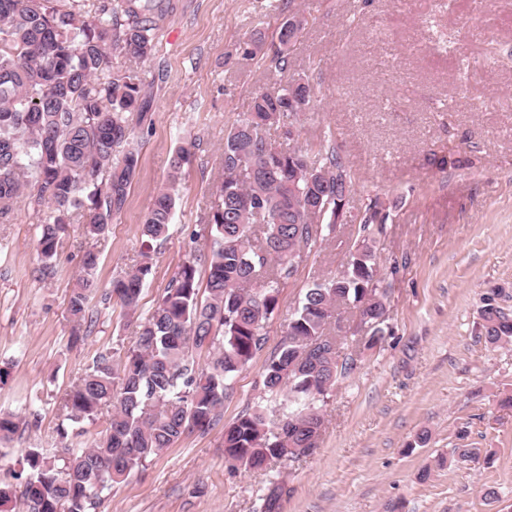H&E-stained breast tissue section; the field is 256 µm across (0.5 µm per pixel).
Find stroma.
Instances as JSON below:
<instances>
[{
	"label": "stroma",
	"instance_id": "35a3bbf8",
	"mask_svg": "<svg viewBox=\"0 0 512 512\" xmlns=\"http://www.w3.org/2000/svg\"><path fill=\"white\" fill-rule=\"evenodd\" d=\"M155 2L156 52L138 68L151 100L134 127L139 168L108 235L86 237L85 212L75 210L45 277L36 217L23 208L0 217V368L9 373L0 412L39 414L38 425L0 443L2 483L22 470L28 449L62 446L56 396L135 329L118 303L97 297L90 335L69 347L67 300L83 250L98 252L99 287L108 289L139 252V227L171 156L190 148L171 235L141 295L149 312L209 244L191 234L222 173L226 130L279 80L240 50L256 29L271 42L282 16L270 0ZM291 9L307 23L288 74L314 88L291 145L315 152L332 132L351 195L335 228L320 224L316 245L281 282L265 343L238 374L220 424L183 436L113 484L99 512H255L277 484L276 512H512V408L500 405L512 394V344L480 334L487 297L512 313V0H485L481 11L474 0H293ZM372 201L388 215L375 242L389 313L383 340L355 354L306 456L230 469L225 426L257 402L298 300L343 270ZM463 444L489 461L459 462Z\"/></svg>",
	"mask_w": 512,
	"mask_h": 512
}]
</instances>
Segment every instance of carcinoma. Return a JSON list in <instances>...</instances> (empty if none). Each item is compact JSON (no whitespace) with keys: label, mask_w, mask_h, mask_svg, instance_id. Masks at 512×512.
<instances>
[{"label":"carcinoma","mask_w":512,"mask_h":512,"mask_svg":"<svg viewBox=\"0 0 512 512\" xmlns=\"http://www.w3.org/2000/svg\"><path fill=\"white\" fill-rule=\"evenodd\" d=\"M305 17L290 14L277 29L271 62L284 73ZM153 0H0V215L20 198L40 220L38 251L43 274L51 273L66 220L87 207V225L105 235L123 210L139 167L129 140L133 119H142L138 64L156 51ZM130 62L112 73L110 52ZM311 89L292 78L256 94L249 111L224 135L223 178L208 214L209 252L205 287L197 260L184 263L153 309L137 325L131 345L106 349L78 376L58 402L60 436L104 420L86 447L65 445L48 457L26 454L21 496L27 512H98L101 494L176 444L186 432L206 431L223 418L224 400L237 374L264 344V324L278 306V284L292 275L300 243L311 246V229L336 223L352 190L346 163L333 145L309 153L273 140L270 130L292 139L299 112L290 99ZM190 152L170 159V184L156 196L141 228L140 260L112 281L114 298L134 315L152 274L150 250L169 236L176 205L175 183ZM388 215L369 203L360 231H383ZM98 252L87 249L68 299L75 323L69 338L82 342L93 323L90 303L99 291ZM375 255L357 243L346 269L316 281L299 300L288 329L266 362L262 392L284 397L285 423L269 427L257 405L224 428V462L262 470L273 460L305 456L323 426L321 404L353 358L336 366L347 337L332 323L352 310L375 327L362 338L367 349L384 337L386 311L375 284ZM489 344L512 343V316L489 303L482 311ZM208 354L200 366L195 355ZM22 419L0 415V440L15 435Z\"/></svg>","instance_id":"cac0c4a2"}]
</instances>
